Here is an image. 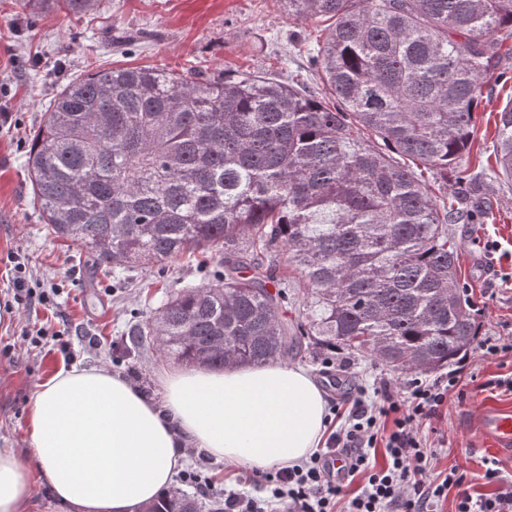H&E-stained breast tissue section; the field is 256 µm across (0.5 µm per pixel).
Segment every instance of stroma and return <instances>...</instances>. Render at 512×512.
I'll list each match as a JSON object with an SVG mask.
<instances>
[{
  "mask_svg": "<svg viewBox=\"0 0 512 512\" xmlns=\"http://www.w3.org/2000/svg\"><path fill=\"white\" fill-rule=\"evenodd\" d=\"M321 22H294L277 0H90L80 11L62 0H0V445L29 458L26 415L35 384L75 362L104 366L146 395L159 397V377L178 360L152 348L129 347L130 330L157 311L170 293L214 275L202 255L182 257L163 268L135 267L105 275L79 264V242L49 235L30 204L26 152L49 101L66 78L112 67L162 66L207 76L243 72H297L318 83L306 55L322 38ZM506 94L485 95L463 164L477 171L494 160L495 121ZM481 224H452L459 245L461 281L485 336L512 340V184L485 178ZM26 266V285L46 303L15 299L14 266ZM43 330L39 343L25 331ZM329 384L312 354L290 362L309 370L328 403L403 377L362 356ZM512 353L485 362L465 380L463 394H450L441 419L433 421L442 445L438 469L459 467L478 492L512 488V457L498 455L478 437L472 417L485 407L512 409ZM501 474L485 483L484 460Z\"/></svg>",
  "mask_w": 512,
  "mask_h": 512,
  "instance_id": "35a3bbf8",
  "label": "stroma"
}]
</instances>
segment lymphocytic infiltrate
<instances>
[{
  "instance_id": "obj_1",
  "label": "lymphocytic infiltrate",
  "mask_w": 512,
  "mask_h": 512,
  "mask_svg": "<svg viewBox=\"0 0 512 512\" xmlns=\"http://www.w3.org/2000/svg\"><path fill=\"white\" fill-rule=\"evenodd\" d=\"M461 383L456 369L334 405L342 424L324 448L299 464L254 472L262 496L226 492L224 512H437L451 493L455 512H512L511 490L483 494L458 468L438 473L432 466L437 451L424 424L440 418Z\"/></svg>"
}]
</instances>
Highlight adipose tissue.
Returning <instances> with one entry per match:
<instances>
[{"mask_svg": "<svg viewBox=\"0 0 512 512\" xmlns=\"http://www.w3.org/2000/svg\"><path fill=\"white\" fill-rule=\"evenodd\" d=\"M160 387L157 401L80 365L36 383L29 459L0 447V512H24L36 468L71 512H138L171 486L188 447L241 466L293 465L325 429L326 400L300 367L176 369Z\"/></svg>", "mask_w": 512, "mask_h": 512, "instance_id": "adipose-tissue-1", "label": "adipose tissue"}]
</instances>
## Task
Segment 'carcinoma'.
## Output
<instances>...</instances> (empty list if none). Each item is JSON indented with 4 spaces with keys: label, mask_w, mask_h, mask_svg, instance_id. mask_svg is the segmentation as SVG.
I'll list each match as a JSON object with an SVG mask.
<instances>
[{
    "label": "carcinoma",
    "mask_w": 512,
    "mask_h": 512,
    "mask_svg": "<svg viewBox=\"0 0 512 512\" xmlns=\"http://www.w3.org/2000/svg\"><path fill=\"white\" fill-rule=\"evenodd\" d=\"M326 21L314 90L261 73L203 78L110 68L67 81L28 149L32 204L95 267L208 253L218 277L183 288L132 343L222 369L317 348L397 375L451 370L479 336L450 224H482L484 178L512 183V97L495 166L460 169L512 38V0H278ZM456 170L460 190L431 180ZM295 275H288V269ZM302 288V326L282 319ZM142 512H202L180 491Z\"/></svg>",
    "instance_id": "obj_1"
}]
</instances>
